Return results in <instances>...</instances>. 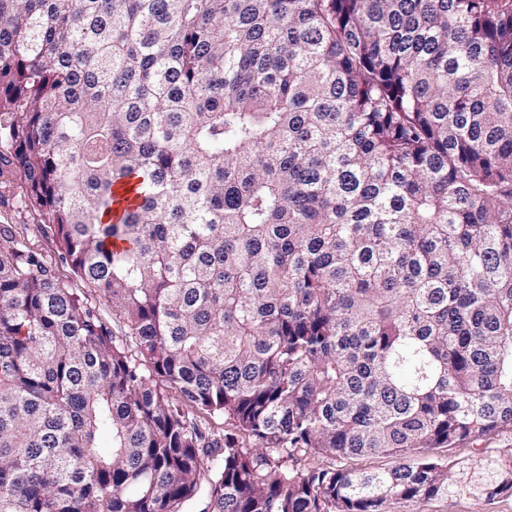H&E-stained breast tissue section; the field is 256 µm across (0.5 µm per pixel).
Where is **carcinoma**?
Returning a JSON list of instances; mask_svg holds the SVG:
<instances>
[{"label": "carcinoma", "mask_w": 512, "mask_h": 512, "mask_svg": "<svg viewBox=\"0 0 512 512\" xmlns=\"http://www.w3.org/2000/svg\"><path fill=\"white\" fill-rule=\"evenodd\" d=\"M5 168L0 512L512 497V0H0ZM0 224L21 225L30 246L38 250L45 261L70 282L72 288L85 291L81 280L61 262L56 243L40 228V217L28 206L25 185L16 174L5 173L0 177ZM424 454L447 463L450 475L457 473V462L472 463L484 455L509 459L512 455V427L501 428L492 432L477 444L463 442L451 448H426ZM287 466L294 465L297 469L304 470L312 465L320 464L324 467L336 469H355L360 471H383L392 469L399 464L395 457L377 455L372 457H339V456H321L318 458L309 455L296 456V460L287 459Z\"/></svg>", "instance_id": "cac0c4a2"}]
</instances>
